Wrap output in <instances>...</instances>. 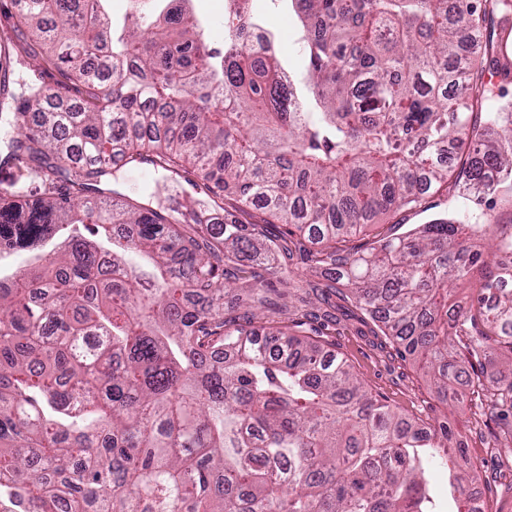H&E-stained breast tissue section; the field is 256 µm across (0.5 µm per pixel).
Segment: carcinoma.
I'll list each match as a JSON object with an SVG mask.
<instances>
[{
    "mask_svg": "<svg viewBox=\"0 0 512 512\" xmlns=\"http://www.w3.org/2000/svg\"><path fill=\"white\" fill-rule=\"evenodd\" d=\"M96 0H24L13 32L40 62L0 114L25 187L0 189V512H434L428 465L451 462L448 422L406 418L347 362L254 309L291 285L293 249L347 291L446 405L458 387L512 430V75L494 24L512 0H285L301 26L304 90L255 41L246 0H225L224 50L190 0H132L119 33ZM75 111L47 105L45 77ZM471 145L464 205L353 252L395 207L448 181V145ZM163 172L143 201L99 187L112 156ZM198 196L178 192L181 183ZM260 207L268 236L239 215ZM494 241L496 269L465 245ZM244 284V323L224 292ZM470 301L448 309V288ZM468 329L457 359L452 336ZM489 362L495 373L477 368ZM473 472H453L473 512Z\"/></svg>",
    "mask_w": 512,
    "mask_h": 512,
    "instance_id": "obj_1",
    "label": "carcinoma"
}]
</instances>
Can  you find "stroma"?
<instances>
[{"label": "stroma", "mask_w": 512, "mask_h": 512, "mask_svg": "<svg viewBox=\"0 0 512 512\" xmlns=\"http://www.w3.org/2000/svg\"><path fill=\"white\" fill-rule=\"evenodd\" d=\"M254 4L263 26L276 36L283 66L293 76H302L304 59L293 16L280 0H254ZM160 178V172L146 164H117L112 168L109 185L128 198L140 200L146 198ZM454 202L451 192L440 190L426 197L423 207L394 210L379 223L367 226L358 241L364 244L400 236L430 217L446 212ZM359 328V323L353 320L337 322L324 341L347 361L372 395L404 416L423 420L431 416L437 401L429 381L417 366L400 357L392 337L364 335ZM448 421L456 439L464 445L459 467L474 465L480 470L479 483L474 490L480 495L484 512H512V451L490 447V436L496 431V424L471 414L460 418L452 413Z\"/></svg>", "instance_id": "obj_1"}]
</instances>
